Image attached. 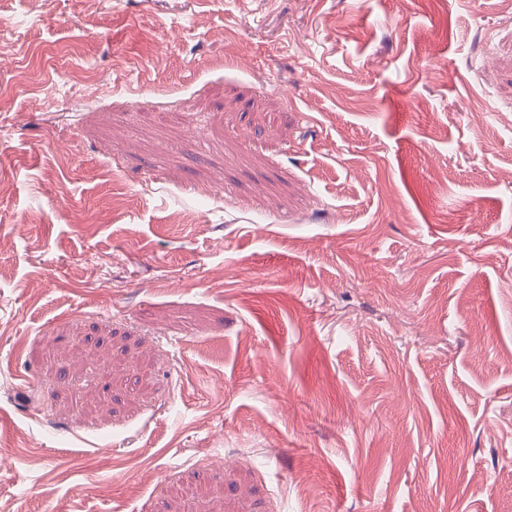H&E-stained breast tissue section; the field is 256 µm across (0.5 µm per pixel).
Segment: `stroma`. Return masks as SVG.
I'll return each mask as SVG.
<instances>
[{"label":"stroma","mask_w":512,"mask_h":512,"mask_svg":"<svg viewBox=\"0 0 512 512\" xmlns=\"http://www.w3.org/2000/svg\"><path fill=\"white\" fill-rule=\"evenodd\" d=\"M0 0V512H512V0Z\"/></svg>","instance_id":"1"}]
</instances>
